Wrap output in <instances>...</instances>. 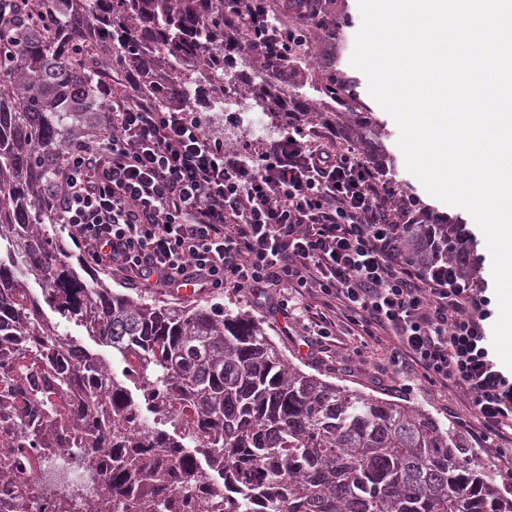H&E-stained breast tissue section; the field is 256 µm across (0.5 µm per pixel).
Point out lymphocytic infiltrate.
Listing matches in <instances>:
<instances>
[{
	"instance_id": "obj_1",
	"label": "lymphocytic infiltrate",
	"mask_w": 512,
	"mask_h": 512,
	"mask_svg": "<svg viewBox=\"0 0 512 512\" xmlns=\"http://www.w3.org/2000/svg\"><path fill=\"white\" fill-rule=\"evenodd\" d=\"M224 33L244 50L281 60L303 45L311 0H223ZM105 137L73 151L48 187L59 225L86 263L132 272L143 287L199 293L285 288L319 294L331 315L371 339L396 340L397 374L453 387L484 442L512 460V376L495 358L484 289L453 264L424 266L398 246L401 226L423 223L356 144L326 150L305 114L288 115L280 140L234 149L207 135L192 112L152 107L126 77L105 94Z\"/></svg>"
}]
</instances>
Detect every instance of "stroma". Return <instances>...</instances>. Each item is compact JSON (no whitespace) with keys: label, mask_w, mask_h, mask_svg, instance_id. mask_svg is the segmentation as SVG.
<instances>
[{"label":"stroma","mask_w":512,"mask_h":512,"mask_svg":"<svg viewBox=\"0 0 512 512\" xmlns=\"http://www.w3.org/2000/svg\"><path fill=\"white\" fill-rule=\"evenodd\" d=\"M328 11L341 21L335 45H328L323 34L311 35L306 64L302 66L299 76L284 81V88L298 94L314 124L336 130L341 136L350 135L349 120L355 113H373L384 124V141L395 160V178L402 188L404 198L412 201L415 209L450 218L452 223L461 225L465 233L479 235L480 229L467 211L450 208L448 204L430 196L407 171L404 157L397 146L399 131L396 123L370 96L365 76L351 66L354 39L361 24L357 0H330ZM331 72L343 79L354 97L351 109L346 110L341 117L333 112L331 105L324 103L317 91L320 80ZM88 272L113 290L128 293L149 303L177 307L199 306L255 317L288 360L301 369L330 376L336 383L362 389L383 399L428 410L442 426L453 427L465 455L477 458L492 472L501 487L512 491V477L508 476L506 466L498 462L493 450L484 447L479 441L478 425L468 416L462 397L453 389L433 387L424 381L408 379L393 372L390 364L393 347L391 338L384 336L380 341L366 343L356 330L340 322L332 336L314 343L313 347L305 346L302 336L307 332L308 320L325 310L318 296L289 298V310L284 313L278 305L287 296L285 291L279 289L257 295L246 290L237 292L228 289L221 293H199L183 297L163 288L142 287L138 280L116 272L93 266L89 267ZM49 319L57 324L61 334L100 357L116 380H123L125 363L119 354L88 336L83 327L60 319L57 314H50Z\"/></svg>","instance_id":"35a3bbf8"}]
</instances>
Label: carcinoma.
Listing matches in <instances>:
<instances>
[{"instance_id":"obj_1","label":"carcinoma","mask_w":512,"mask_h":512,"mask_svg":"<svg viewBox=\"0 0 512 512\" xmlns=\"http://www.w3.org/2000/svg\"><path fill=\"white\" fill-rule=\"evenodd\" d=\"M204 0H19L0 19V327L16 324L36 346L70 349L72 368L33 383L32 411L46 417L88 416L63 394L98 365L47 321L41 303L86 328L113 351L137 355L157 374L167 398L198 428L220 435L218 476L236 497L224 512H512V498L490 470L462 456L453 431L422 409L373 397L292 366L261 323L244 314L147 303L99 284L90 286L61 259L64 248L47 229L58 208L47 191L68 154L101 127L99 81L131 70L143 94L163 111L177 105L212 124L215 105L232 87L266 112L288 114V93L270 77L272 63L250 55L252 76L234 70L224 44V13L204 22ZM337 75L319 93L344 94ZM401 250L469 274L470 241L450 224H413ZM32 276L42 297L25 287ZM129 400L111 386L112 411ZM98 447L117 465L107 492L137 482L142 446L106 435ZM173 470L189 477L195 459L174 449Z\"/></svg>"}]
</instances>
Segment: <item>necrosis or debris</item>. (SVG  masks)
Returning a JSON list of instances; mask_svg holds the SVG:
<instances>
[{
	"label": "necrosis or debris",
	"instance_id": "obj_1",
	"mask_svg": "<svg viewBox=\"0 0 512 512\" xmlns=\"http://www.w3.org/2000/svg\"><path fill=\"white\" fill-rule=\"evenodd\" d=\"M55 366L53 356L31 355L27 337L14 328L0 329V421L11 420V429L0 428V489L33 487L23 512H96L108 498L105 473L110 459L104 453H91L88 443L95 427L102 426L140 443H155L169 436L181 420L174 406L165 399L158 380L143 381L137 358H130V382L143 385L156 413L152 425H145L144 414L136 404L116 418L102 422H79L71 418L46 421L22 414L23 399L14 385L30 376L46 377ZM156 498L173 503L181 512H210L224 498L223 487L207 481H173L158 486ZM111 499V498H108ZM111 512H138L136 497L111 499Z\"/></svg>",
	"mask_w": 512,
	"mask_h": 512
}]
</instances>
